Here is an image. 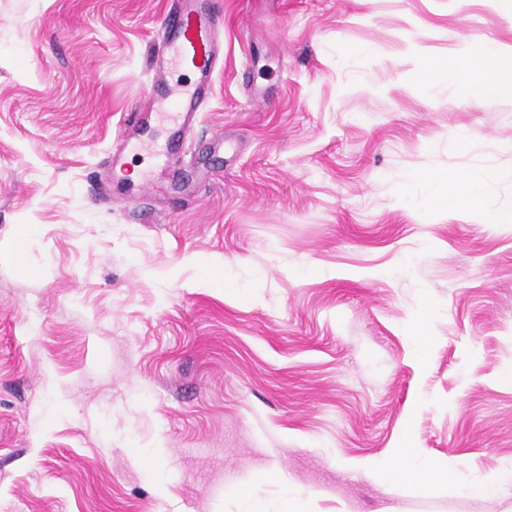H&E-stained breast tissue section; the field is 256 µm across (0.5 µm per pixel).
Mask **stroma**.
I'll list each match as a JSON object with an SVG mask.
<instances>
[{
    "mask_svg": "<svg viewBox=\"0 0 512 512\" xmlns=\"http://www.w3.org/2000/svg\"><path fill=\"white\" fill-rule=\"evenodd\" d=\"M164 7L0 0V512H239L279 472L299 512H512L463 492L512 468V226L475 214L512 210V98L417 67L512 53V0H213L180 138ZM407 446L452 486L348 468ZM415 177L433 198L439 196V189L443 183L446 184L448 182L449 186L452 184H465L467 182V178L462 174L448 175L447 178V176H431L427 173H417Z\"/></svg>",
    "mask_w": 512,
    "mask_h": 512,
    "instance_id": "1",
    "label": "stroma"
}]
</instances>
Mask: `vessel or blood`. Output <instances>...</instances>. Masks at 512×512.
I'll list each match as a JSON object with an SVG mask.
<instances>
[{
    "mask_svg": "<svg viewBox=\"0 0 512 512\" xmlns=\"http://www.w3.org/2000/svg\"><path fill=\"white\" fill-rule=\"evenodd\" d=\"M165 37L154 56L159 69H194L201 79L194 86L165 87L157 104L165 106L187 127L210 92L209 76L218 66L220 32L213 18L211 0H175L164 20Z\"/></svg>",
    "mask_w": 512,
    "mask_h": 512,
    "instance_id": "1",
    "label": "vessel or blood"
}]
</instances>
